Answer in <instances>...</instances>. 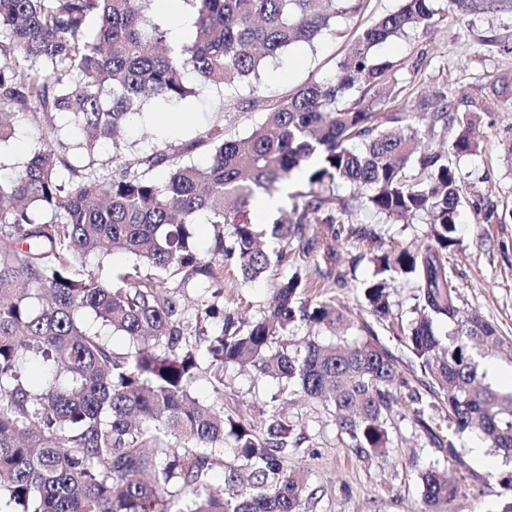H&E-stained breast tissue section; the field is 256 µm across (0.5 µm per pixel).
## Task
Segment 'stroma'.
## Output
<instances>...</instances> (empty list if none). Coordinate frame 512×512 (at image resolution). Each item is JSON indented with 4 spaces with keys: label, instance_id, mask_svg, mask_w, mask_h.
<instances>
[{
    "label": "stroma",
    "instance_id": "1",
    "mask_svg": "<svg viewBox=\"0 0 512 512\" xmlns=\"http://www.w3.org/2000/svg\"><path fill=\"white\" fill-rule=\"evenodd\" d=\"M400 5L401 0H364L360 12L337 18L333 30L314 46L299 45L268 60L260 78L261 103L251 110L234 109L237 96L243 93L239 87L207 88L174 107L145 105L126 134V158L166 145L180 152L185 162L204 165L208 150L195 144L204 129L217 123L226 133L246 136L261 122L263 103L281 100L310 79L334 74L360 29ZM435 7L445 13V21L428 32H413L376 47L375 53L396 62L390 87L410 111H419L420 101L442 86L458 99L489 97L494 101L492 111L478 113L474 119L479 151L456 162L467 196L459 216L461 244L448 250L445 261L462 314L481 317L512 341V220L502 222L491 215L492 209L512 208V166L503 151L512 142V0H500L492 11L476 8L462 22L456 20L451 0H437ZM368 249V243L342 239L336 241L331 258L348 284L330 288L327 294L357 321L366 312L356 285L373 273L372 265L359 258ZM286 273V268L275 266L254 283L237 281L232 273H225L224 300L243 320H253L267 307ZM416 303L413 284H399L391 296L392 313L378 328L381 340L408 377L413 374L412 358L390 327L412 320ZM224 379V408L229 413L258 425L266 405L274 403L283 408L297 432L305 435L303 445L288 457L289 468L304 469L308 476L301 512H420V471L447 465L444 454L420 436L411 420L398 419L392 425L386 464L364 463L342 441L321 404L283 390L278 381L259 377L251 369H227ZM477 441V436L468 434L455 441L475 477L449 512H499L504 502L500 478L512 467L491 447L475 455Z\"/></svg>",
    "mask_w": 512,
    "mask_h": 512
}]
</instances>
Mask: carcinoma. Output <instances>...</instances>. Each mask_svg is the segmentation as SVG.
Wrapping results in <instances>:
<instances>
[{"mask_svg": "<svg viewBox=\"0 0 512 512\" xmlns=\"http://www.w3.org/2000/svg\"><path fill=\"white\" fill-rule=\"evenodd\" d=\"M167 2L0 0V146L20 121L34 127L36 141L0 183V512H299L306 474L288 468V452L305 437L276 406L258 429L196 397L203 356L221 399L232 366L297 386L323 405L363 462L386 461L394 416L411 417L451 465L446 475L436 466L420 473L421 512H440L473 478L454 438L476 434L512 462V391L482 370L489 357L512 360V342L461 314L443 259L460 245L464 186L454 160L478 150L472 115L491 104L435 93L422 103L428 133L454 135L442 149L420 150L421 131L387 90L395 64L374 53L438 22L434 0H403L362 30L333 77L270 105L247 136L216 125L203 131L205 166L166 149L129 161L119 153L123 133L145 103L184 101L207 86L253 94L267 58L313 44L336 17L362 7V0H180L192 15V38L174 49L156 17ZM379 102L391 111H374ZM102 142L114 150L106 173L84 163ZM159 169L167 172L163 184L154 179ZM296 173L306 188L288 194V218L264 228L253 222L255 198L280 192ZM354 197L388 223L422 217L426 240L384 249L376 225L349 219ZM202 214L214 227L220 266L245 283L292 251L322 280L346 286L335 267H321L314 224L327 225L335 240L374 243V272L361 294L381 324L391 314V288L414 284L417 317L400 342L421 377L402 375L372 322L356 326L335 300L306 298L305 267L285 277L250 322L211 292L201 312L214 331L198 320L194 336L185 335L180 295L167 282L210 292L218 279L195 241ZM114 252L155 274L131 281L81 272L89 256ZM89 316L128 337L131 349L116 352L87 331ZM441 323L451 325L443 336ZM300 328L307 336L290 342ZM352 329L358 338H348ZM326 333L328 344L319 340ZM438 405L443 427L429 412ZM227 439L239 465L226 476L232 493L220 497L210 477L224 467ZM149 469L158 472L153 483L142 478ZM171 487L185 494L178 505H170Z\"/></svg>", "mask_w": 512, "mask_h": 512, "instance_id": "obj_1", "label": "carcinoma"}]
</instances>
